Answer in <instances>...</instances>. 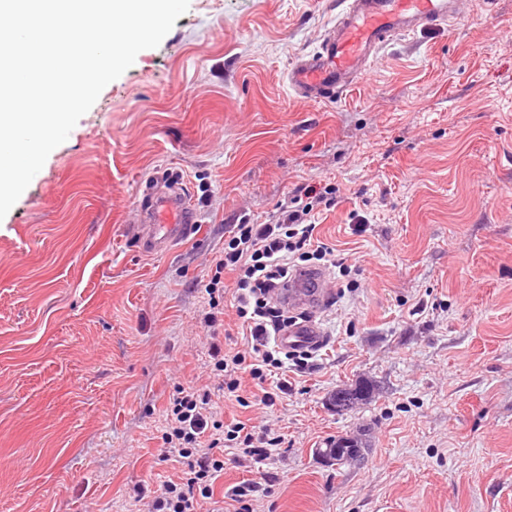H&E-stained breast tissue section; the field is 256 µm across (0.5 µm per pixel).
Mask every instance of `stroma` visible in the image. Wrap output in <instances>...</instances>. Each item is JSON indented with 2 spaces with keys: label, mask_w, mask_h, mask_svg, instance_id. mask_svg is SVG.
Masks as SVG:
<instances>
[{
  "label": "stroma",
  "mask_w": 512,
  "mask_h": 512,
  "mask_svg": "<svg viewBox=\"0 0 512 512\" xmlns=\"http://www.w3.org/2000/svg\"><path fill=\"white\" fill-rule=\"evenodd\" d=\"M336 2L190 0L0 219V512H136L176 477L174 396L245 342L230 302L223 334L203 323L227 230L328 184L315 236L352 271L330 268L326 340L288 394L217 398L283 443L260 464L225 449L214 500L252 480L254 512H512V0H460L313 104L288 69ZM167 180L197 222L151 255L138 211ZM359 380L371 401L336 411ZM347 435L364 460L317 458Z\"/></svg>",
  "instance_id": "35a3bbf8"
}]
</instances>
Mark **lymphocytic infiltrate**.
<instances>
[{
  "label": "lymphocytic infiltrate",
  "mask_w": 512,
  "mask_h": 512,
  "mask_svg": "<svg viewBox=\"0 0 512 512\" xmlns=\"http://www.w3.org/2000/svg\"><path fill=\"white\" fill-rule=\"evenodd\" d=\"M332 187L304 188V205H280L276 215L263 224L240 219L224 240V253L217 271L234 274L232 298L243 330L251 337L248 352H227L213 346V370L221 376V388L236 392L239 372L265 385L270 369H280L279 346L274 340L291 323L283 310L274 306V294L299 268L308 255L333 256L327 245L315 244L311 214L315 207H332ZM209 394L186 393L176 397L166 415L163 440L169 455L183 465L180 476L163 481L160 492L147 504L146 512H199L204 500L213 495L212 481L224 468L218 449L240 450L255 461L273 456L277 439L256 447L254 427L243 422L224 424L216 420Z\"/></svg>",
  "instance_id": "1"
}]
</instances>
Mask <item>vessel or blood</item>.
<instances>
[{
  "instance_id": "obj_1",
  "label": "vessel or blood",
  "mask_w": 512,
  "mask_h": 512,
  "mask_svg": "<svg viewBox=\"0 0 512 512\" xmlns=\"http://www.w3.org/2000/svg\"><path fill=\"white\" fill-rule=\"evenodd\" d=\"M456 0H341L335 23L318 48L298 58L288 71V86L298 97L319 103L356 85L378 53L393 37L447 23ZM140 221L144 247L152 253L184 237L195 213L178 188L152 190ZM332 293L321 271L293 274L277 297L289 309L319 308ZM324 332L314 320L291 325L277 338L281 348L314 350Z\"/></svg>"
}]
</instances>
